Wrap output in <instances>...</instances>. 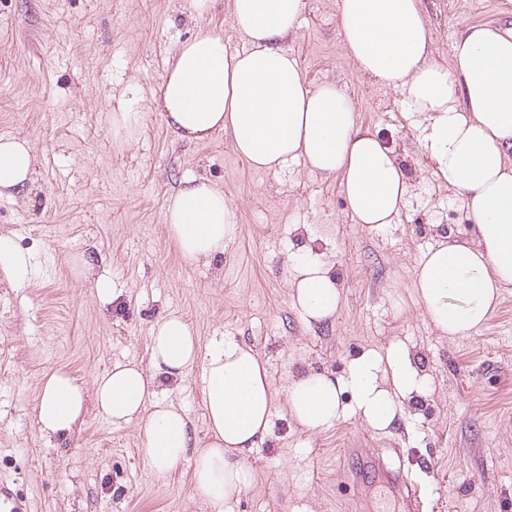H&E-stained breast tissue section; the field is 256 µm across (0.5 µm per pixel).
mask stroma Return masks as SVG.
Listing matches in <instances>:
<instances>
[{
    "label": "stroma",
    "mask_w": 512,
    "mask_h": 512,
    "mask_svg": "<svg viewBox=\"0 0 512 512\" xmlns=\"http://www.w3.org/2000/svg\"><path fill=\"white\" fill-rule=\"evenodd\" d=\"M230 0L204 15L188 0H0V136L30 140L33 183L0 196V236L32 258L22 288L0 282V486L26 512H209L193 498L190 467L158 476L138 429L87 405L66 438L41 435L34 405L43 377L63 369L87 386L118 362L148 364L153 323L180 313L200 342L226 336L253 348L274 400L269 435L246 458L253 482L231 512H357L344 471L372 455L421 490L418 512H512V288L485 325L441 336L409 283L422 253L471 236L460 204L433 173L402 116L401 96L359 73L344 49L338 0H304L285 45L306 82L344 89L359 125L394 149L413 186L395 223H355L339 180L295 164L255 170L220 134L175 140L154 98L166 63L198 26L247 48ZM502 0H420L432 59L452 66L468 26L502 24ZM137 86L142 128L117 141L107 114ZM188 177L224 192L241 230L209 265L181 257L164 224L167 197ZM332 255L341 300L329 321L309 325L285 283L290 254ZM95 256L115 299L102 305L72 261ZM405 341L431 392L413 416L377 432L354 416L308 432L285 413L293 378L333 377L368 350ZM165 395L184 408L199 442L207 420L194 377Z\"/></svg>",
    "instance_id": "stroma-1"
}]
</instances>
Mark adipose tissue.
<instances>
[{"label":"adipose tissue","mask_w":512,"mask_h":512,"mask_svg":"<svg viewBox=\"0 0 512 512\" xmlns=\"http://www.w3.org/2000/svg\"><path fill=\"white\" fill-rule=\"evenodd\" d=\"M304 0H231V18L249 47L229 51L206 26L178 45L160 85L171 134L203 141L227 134L254 169L276 172L303 161L309 172L339 178L358 224L393 223L411 183L394 150L357 126L344 90L311 87L283 42L299 27ZM340 31L359 72L395 88L434 174L453 191L474 227L470 242L439 244L417 261L410 286L440 335L455 339L483 326L501 291L512 286V24L470 26L453 44V64L432 60L419 0H339ZM36 156L27 139L0 138V195L33 182ZM164 221L182 257L209 264L239 233L236 211L208 181L185 179L169 197ZM293 306L306 323L338 308L329 256L308 249L288 258ZM150 364H116L84 389L64 370L44 377L34 411L42 435L64 437L87 399L115 425H136L147 462L160 475L191 460L190 483L214 509L251 482L244 457L268 436L274 412L265 364L253 348L223 336L200 344L176 313L151 330ZM198 374L209 421L198 444L181 407L161 398L162 380ZM431 381L409 347L393 342L351 361L346 375L306 373L285 397L304 430L329 428L346 416L383 432L409 417L408 402Z\"/></svg>","instance_id":"ef3b65f1"}]
</instances>
